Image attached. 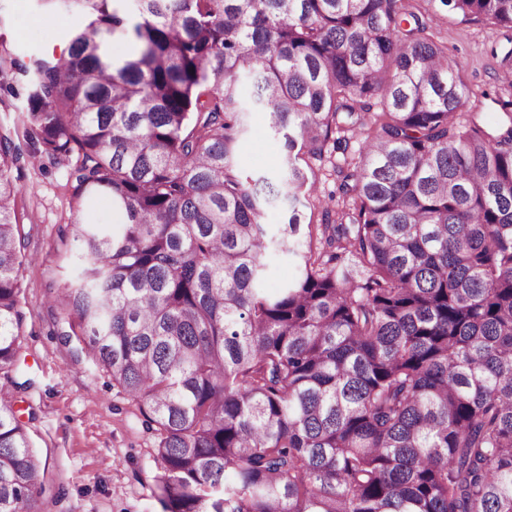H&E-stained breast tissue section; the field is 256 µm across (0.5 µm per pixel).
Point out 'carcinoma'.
Masks as SVG:
<instances>
[{"label":"carcinoma","instance_id":"cac0c4a2","mask_svg":"<svg viewBox=\"0 0 512 512\" xmlns=\"http://www.w3.org/2000/svg\"><path fill=\"white\" fill-rule=\"evenodd\" d=\"M414 0H73L61 53L0 56V378L26 262L14 139L71 162L72 202L124 216L61 235L75 337L157 436L164 512H512V113L471 89ZM490 32L512 0H431ZM130 52L115 58L112 38ZM250 83L246 98L242 85ZM284 139L243 173L246 114ZM342 193L304 223L315 171ZM288 207L272 229L266 206ZM296 274L264 287L267 257ZM0 390V512H52ZM18 92V96L12 95L5 89V84H0V125L2 127H12L20 124L21 113L15 112V107L20 106L23 101L22 85L13 83Z\"/></svg>","mask_w":512,"mask_h":512}]
</instances>
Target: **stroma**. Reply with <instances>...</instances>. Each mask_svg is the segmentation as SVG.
<instances>
[{
    "label": "stroma",
    "mask_w": 512,
    "mask_h": 512,
    "mask_svg": "<svg viewBox=\"0 0 512 512\" xmlns=\"http://www.w3.org/2000/svg\"><path fill=\"white\" fill-rule=\"evenodd\" d=\"M80 20L72 11L40 8L38 0H0V52L24 60L64 49L63 33ZM436 37L447 42L476 96L461 116L484 111L503 84L490 54L492 33L456 15L442 18ZM282 143L260 113H250L240 157L255 177L275 178ZM69 163L36 156L18 174V205L26 255L21 365L12 378L30 386L14 393L13 409L24 422L42 462L51 493L60 494L57 512H163L154 476L156 438L145 429L135 401L77 340H64V315L53 298L76 275L73 261L59 248V235L77 213L67 187Z\"/></svg>",
    "instance_id": "35a3bbf8"
}]
</instances>
